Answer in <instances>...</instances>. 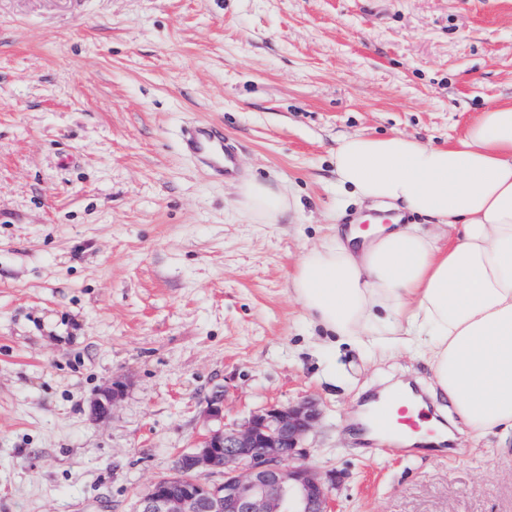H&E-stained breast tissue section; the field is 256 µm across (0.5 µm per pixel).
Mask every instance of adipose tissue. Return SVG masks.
Wrapping results in <instances>:
<instances>
[{
  "label": "adipose tissue",
  "instance_id": "adipose-tissue-1",
  "mask_svg": "<svg viewBox=\"0 0 512 512\" xmlns=\"http://www.w3.org/2000/svg\"><path fill=\"white\" fill-rule=\"evenodd\" d=\"M336 184L422 224L337 225L302 255L291 295L341 343L423 346L438 391L476 435H512V101L482 112L448 146L354 134L333 153ZM258 224L287 209L248 183Z\"/></svg>",
  "mask_w": 512,
  "mask_h": 512
}]
</instances>
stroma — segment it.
I'll list each match as a JSON object with an SVG mask.
<instances>
[{
    "mask_svg": "<svg viewBox=\"0 0 512 512\" xmlns=\"http://www.w3.org/2000/svg\"><path fill=\"white\" fill-rule=\"evenodd\" d=\"M512 100V0H0V512H131L224 416L315 399L338 512H512V437L405 453L359 421L428 386L416 351L333 345L291 298L357 211L337 139L447 145ZM238 145L220 179L189 125ZM257 181L291 208L256 224ZM121 379L104 421L89 405Z\"/></svg>",
    "mask_w": 512,
    "mask_h": 512,
    "instance_id": "1",
    "label": "stroma"
}]
</instances>
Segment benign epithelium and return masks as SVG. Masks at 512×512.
<instances>
[{
	"label": "benign epithelium",
	"instance_id": "7a95c632",
	"mask_svg": "<svg viewBox=\"0 0 512 512\" xmlns=\"http://www.w3.org/2000/svg\"><path fill=\"white\" fill-rule=\"evenodd\" d=\"M123 392L119 379L101 388L93 413L109 416ZM321 416L304 398L220 426L181 453L175 473L153 481L134 512H333L335 476L311 467L302 449Z\"/></svg>",
	"mask_w": 512,
	"mask_h": 512
}]
</instances>
